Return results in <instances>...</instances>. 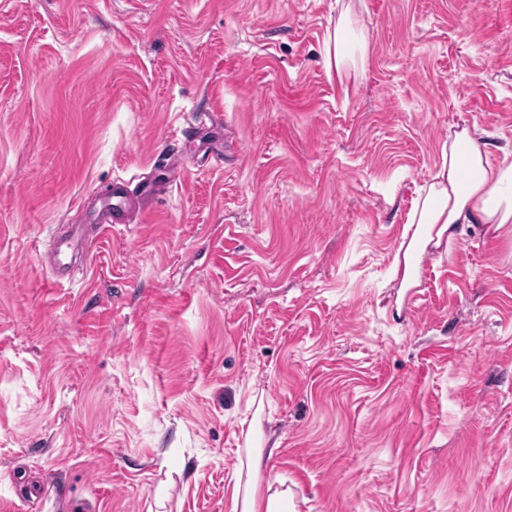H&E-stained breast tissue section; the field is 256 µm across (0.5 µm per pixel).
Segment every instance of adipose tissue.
<instances>
[{
	"label": "adipose tissue",
	"mask_w": 512,
	"mask_h": 512,
	"mask_svg": "<svg viewBox=\"0 0 512 512\" xmlns=\"http://www.w3.org/2000/svg\"><path fill=\"white\" fill-rule=\"evenodd\" d=\"M364 40L355 38L350 13H342L336 30L325 48L328 69L344 73L365 53ZM412 228L408 247L398 249L394 270L400 285L415 287L419 265L429 248L449 246L462 225L487 224L503 228L512 224V157L491 161L479 144L477 128H462L441 149L437 172L419 195L408 216ZM264 451L249 448L241 463L245 479L236 483L232 512H283L287 491L260 496L258 483L264 464Z\"/></svg>",
	"instance_id": "adipose-tissue-1"
}]
</instances>
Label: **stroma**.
Wrapping results in <instances>:
<instances>
[{
    "label": "stroma",
    "instance_id": "35a3bbf8",
    "mask_svg": "<svg viewBox=\"0 0 512 512\" xmlns=\"http://www.w3.org/2000/svg\"><path fill=\"white\" fill-rule=\"evenodd\" d=\"M343 2L0 0V512H232L253 425L295 512H512V228L393 276L449 133L512 152V0H354L341 78ZM354 40L352 44L350 39ZM366 51V42L355 37L352 28V18L350 10L342 13L336 23V30L333 36L329 37L325 48V64L328 70H336L338 76H341L350 65H354L355 53L358 52L363 59ZM113 197L118 199L116 203H112L111 198ZM124 198L123 189L118 186L115 187L114 192L112 190V196L104 203L96 225L127 224L131 211L125 208L123 203Z\"/></svg>",
    "mask_w": 512,
    "mask_h": 512
}]
</instances>
